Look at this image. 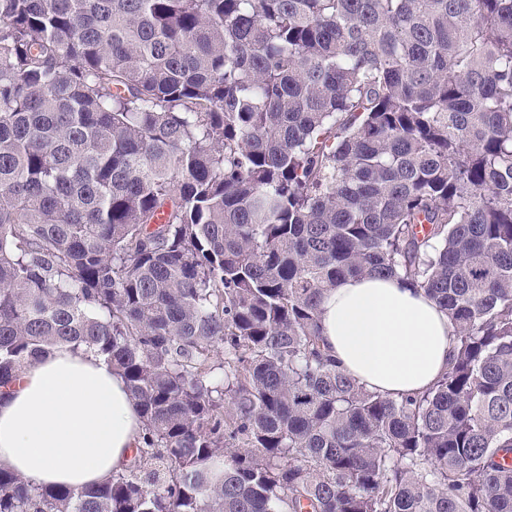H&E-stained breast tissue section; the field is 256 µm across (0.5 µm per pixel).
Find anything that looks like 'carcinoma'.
<instances>
[{
    "mask_svg": "<svg viewBox=\"0 0 512 512\" xmlns=\"http://www.w3.org/2000/svg\"><path fill=\"white\" fill-rule=\"evenodd\" d=\"M361 275L448 314L432 387L322 351ZM63 347L140 444L0 512H512V0H0V388Z\"/></svg>",
    "mask_w": 512,
    "mask_h": 512,
    "instance_id": "carcinoma-1",
    "label": "carcinoma"
}]
</instances>
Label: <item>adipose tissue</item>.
I'll use <instances>...</instances> for the list:
<instances>
[{
    "instance_id": "1",
    "label": "adipose tissue",
    "mask_w": 512,
    "mask_h": 512,
    "mask_svg": "<svg viewBox=\"0 0 512 512\" xmlns=\"http://www.w3.org/2000/svg\"><path fill=\"white\" fill-rule=\"evenodd\" d=\"M321 332L339 369L393 398L430 387L452 350L445 311L396 276L341 279L323 297ZM142 430L118 372L56 349L0 396V467L38 484L89 486L129 461Z\"/></svg>"
}]
</instances>
